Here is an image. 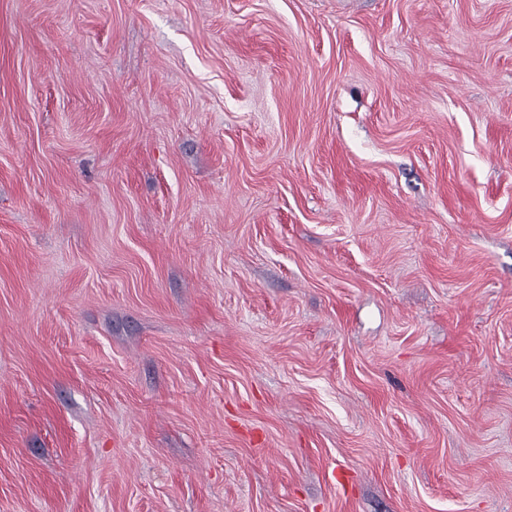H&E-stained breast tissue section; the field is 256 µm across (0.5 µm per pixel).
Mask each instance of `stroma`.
<instances>
[{
    "label": "stroma",
    "mask_w": 512,
    "mask_h": 512,
    "mask_svg": "<svg viewBox=\"0 0 512 512\" xmlns=\"http://www.w3.org/2000/svg\"><path fill=\"white\" fill-rule=\"evenodd\" d=\"M0 512H512V0H0Z\"/></svg>",
    "instance_id": "1"
}]
</instances>
